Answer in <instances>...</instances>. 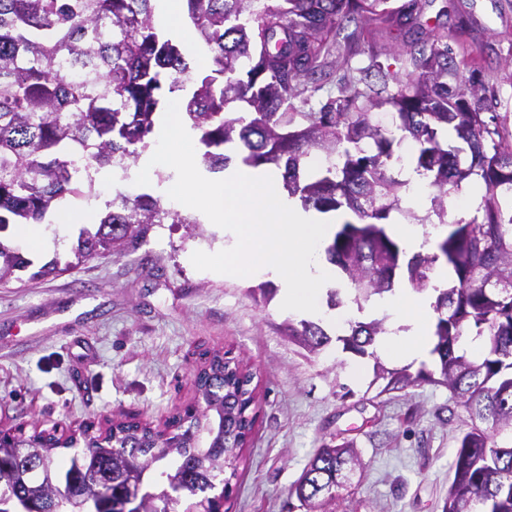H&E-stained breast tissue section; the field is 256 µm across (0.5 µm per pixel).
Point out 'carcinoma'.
I'll list each match as a JSON object with an SVG mask.
<instances>
[{
    "mask_svg": "<svg viewBox=\"0 0 512 512\" xmlns=\"http://www.w3.org/2000/svg\"><path fill=\"white\" fill-rule=\"evenodd\" d=\"M201 43L205 66L186 84L190 66L179 44L154 22L152 0H0V233L12 224H39L59 202L95 197V174L118 162L135 163L149 145L155 117L166 96L190 90L187 119L205 147L201 164L224 169L219 148L242 147L252 167L281 170L288 195L306 209L349 210L327 247L328 260L352 290L358 306L393 289L397 273L417 291L429 288L444 260L452 283L436 289L435 367L413 374L375 362L382 391H402L421 382L448 388L472 418L491 423L460 439L453 480L443 512H512V445L499 443L512 431V131L507 118L485 114L484 87H448V45L430 30L402 47H384L373 26L414 23L425 0H185ZM354 29L344 35V24ZM383 54L400 62L404 75L384 71ZM361 57L368 66L353 63ZM377 73L381 84L369 82ZM336 75L337 96L320 111L307 109ZM397 91H389V83ZM237 105L247 116L229 117ZM394 110L392 125L373 110ZM415 145V171L434 190L427 217L449 225L436 252L406 256L387 234L385 220L400 210L406 182L397 179L396 147ZM476 178L483 196L481 217L448 222V187ZM196 226L150 194H120L107 204L99 224L82 232L74 259H53L32 278L68 272L105 254L133 251L150 227ZM31 261L0 241V283ZM470 330L487 338L477 361L461 346ZM288 339L316 356L330 342L316 322L288 321ZM385 333L384 321L354 320L338 337L343 350L361 357ZM199 391L206 403L196 423L213 431L207 447L188 433L180 447L159 444L161 433L144 425L117 446L81 432L68 461L42 435L0 438V512H124L130 481L139 482L143 512L164 508L172 495L195 498L205 509L209 492L236 476L241 449L224 439V372L206 376ZM352 460L350 450L324 445L309 461L292 493L305 512H333L336 489Z\"/></svg>",
    "mask_w": 512,
    "mask_h": 512,
    "instance_id": "cac0c4a2",
    "label": "carcinoma"
}]
</instances>
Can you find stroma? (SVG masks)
Returning a JSON list of instances; mask_svg holds the SVG:
<instances>
[{
    "label": "stroma",
    "mask_w": 512,
    "mask_h": 512,
    "mask_svg": "<svg viewBox=\"0 0 512 512\" xmlns=\"http://www.w3.org/2000/svg\"><path fill=\"white\" fill-rule=\"evenodd\" d=\"M423 18L448 44L450 59L469 49L462 82L487 88L482 111L512 119V0H433ZM96 209L69 199L46 216L58 233L34 250L17 227L0 241L42 266L67 261L82 228L97 223L116 193L142 194L128 182H96ZM222 228L153 225L136 251L91 259L56 278L0 284V430L26 434L109 420L163 425L196 399L192 369L221 351L254 375L256 421L222 512H304L291 493L323 444L354 448L336 512H443L468 413L446 387L402 392L374 384V360L330 342L318 356L288 342L284 322L302 313L281 307V292L258 280L196 270L195 251L213 252Z\"/></svg>",
    "instance_id": "1"
}]
</instances>
